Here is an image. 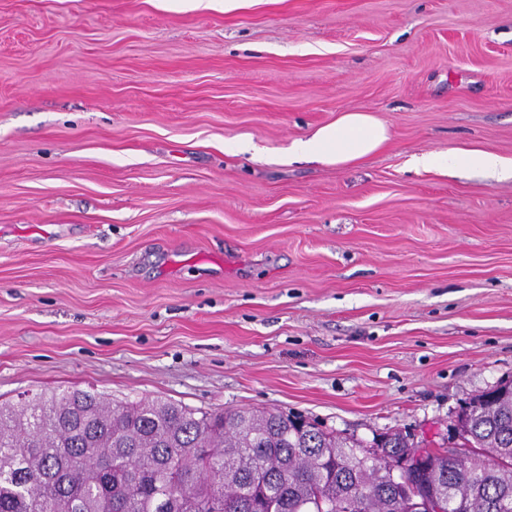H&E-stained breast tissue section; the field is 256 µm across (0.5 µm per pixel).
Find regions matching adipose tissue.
I'll return each instance as SVG.
<instances>
[{"mask_svg":"<svg viewBox=\"0 0 512 512\" xmlns=\"http://www.w3.org/2000/svg\"><path fill=\"white\" fill-rule=\"evenodd\" d=\"M389 140L387 125L373 113L344 111L334 122L295 140L287 157L343 168L361 163L384 148ZM413 164L424 170L464 166L481 171L491 180L512 178V162L489 151L452 150L444 156L427 153L415 157Z\"/></svg>","mask_w":512,"mask_h":512,"instance_id":"1","label":"adipose tissue"}]
</instances>
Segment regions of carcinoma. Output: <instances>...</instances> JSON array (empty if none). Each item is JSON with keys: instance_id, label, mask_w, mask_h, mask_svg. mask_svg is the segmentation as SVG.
<instances>
[{"instance_id": "1", "label": "carcinoma", "mask_w": 512, "mask_h": 512, "mask_svg": "<svg viewBox=\"0 0 512 512\" xmlns=\"http://www.w3.org/2000/svg\"><path fill=\"white\" fill-rule=\"evenodd\" d=\"M363 442L273 410L212 413L73 390L0 403V512H411L394 468L420 443ZM410 476L438 512H512V381L457 415Z\"/></svg>"}]
</instances>
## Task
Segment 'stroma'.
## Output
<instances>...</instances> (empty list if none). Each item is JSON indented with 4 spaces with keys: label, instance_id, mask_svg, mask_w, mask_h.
<instances>
[{
    "label": "stroma",
    "instance_id": "35a3bbf8",
    "mask_svg": "<svg viewBox=\"0 0 512 512\" xmlns=\"http://www.w3.org/2000/svg\"><path fill=\"white\" fill-rule=\"evenodd\" d=\"M191 3L0 0V403L163 397L438 448L512 378V179L410 161H512V0ZM343 110L389 145L286 162ZM417 169L432 170L447 166L448 170L464 166L481 171L488 179L512 178V162L496 153L480 150H450L447 155L423 154L413 159Z\"/></svg>",
    "mask_w": 512,
    "mask_h": 512
}]
</instances>
